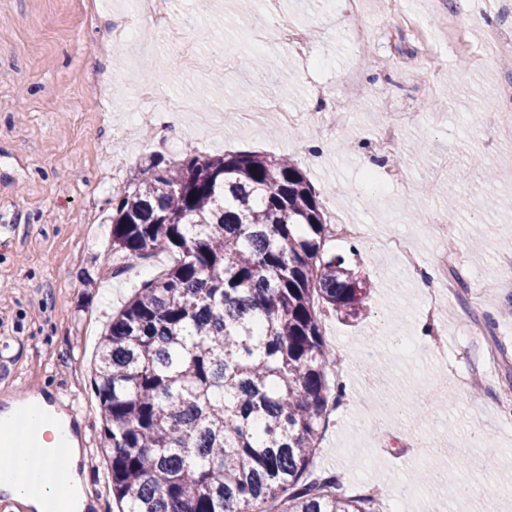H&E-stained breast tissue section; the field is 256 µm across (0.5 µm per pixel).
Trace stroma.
Here are the masks:
<instances>
[{
  "instance_id": "obj_1",
  "label": "stroma",
  "mask_w": 512,
  "mask_h": 512,
  "mask_svg": "<svg viewBox=\"0 0 512 512\" xmlns=\"http://www.w3.org/2000/svg\"><path fill=\"white\" fill-rule=\"evenodd\" d=\"M128 0H0V225L16 223L0 242V414L19 409L30 387L65 391L86 411L92 454L79 462L87 512H112V488L100 450L99 402L92 363L100 334L151 268L159 253L124 267L113 254V185L136 178L152 154L258 151L296 163L314 185L325 219L364 225L367 238L338 253L371 284L365 315H325L321 333L344 358L343 403L327 418L310 472L338 476L348 490L382 487L380 512H512V426L503 417L502 389L512 378V295L499 286L512 258V100L489 99L512 88V58L480 40L483 24L512 22V0H493L481 17L464 21L467 47L452 26L433 31L436 72L422 65L423 49L400 18L384 16L380 0H363L358 15L364 41L344 37L345 26L326 0H283L288 22L305 27L316 67L288 54L276 38L253 49L248 19L259 0H211L210 23L184 67L164 44L143 42L110 56L96 47L112 31ZM219 40L239 67L225 74L209 44ZM268 68L264 84L250 70ZM111 77L109 116L96 112L101 89L91 73ZM157 97H191L176 119L143 123L130 140L112 129L150 109L133 97L131 81ZM326 83L351 117L333 140L314 126L282 127L276 116L240 126L223 112L225 98L248 106L276 98L292 112H308L307 88ZM420 116L403 128L395 152L376 151L375 136L389 120L382 96ZM447 158L443 185L431 187L432 167ZM382 179L363 184L366 170ZM453 234L437 237L434 215L448 213ZM397 232L417 248L424 266L442 251H465L464 277L477 293L453 288L442 298L438 332L421 342L414 330L423 302L409 274L373 240ZM495 326L484 331V315ZM482 336H466V324ZM498 363L477 397L458 383L465 368L488 352ZM432 477L412 490V476Z\"/></svg>"
}]
</instances>
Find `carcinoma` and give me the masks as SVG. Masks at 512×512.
Returning a JSON list of instances; mask_svg holds the SVG:
<instances>
[{"label":"carcinoma","mask_w":512,"mask_h":512,"mask_svg":"<svg viewBox=\"0 0 512 512\" xmlns=\"http://www.w3.org/2000/svg\"><path fill=\"white\" fill-rule=\"evenodd\" d=\"M112 252L172 262L112 317L95 367L119 512H379L308 473L329 404L320 309L369 284L327 247L313 184L261 152L156 154L112 197Z\"/></svg>","instance_id":"cac0c4a2"}]
</instances>
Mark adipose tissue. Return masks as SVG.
Masks as SVG:
<instances>
[{"mask_svg":"<svg viewBox=\"0 0 512 512\" xmlns=\"http://www.w3.org/2000/svg\"><path fill=\"white\" fill-rule=\"evenodd\" d=\"M25 416L38 437L40 463L32 465L26 449L15 440L0 443V488L25 499L34 512H46L51 502L62 512H78L87 500L79 495L80 454L71 444L72 433L41 407L27 408Z\"/></svg>","mask_w":512,"mask_h":512,"instance_id":"adipose-tissue-1","label":"adipose tissue"}]
</instances>
